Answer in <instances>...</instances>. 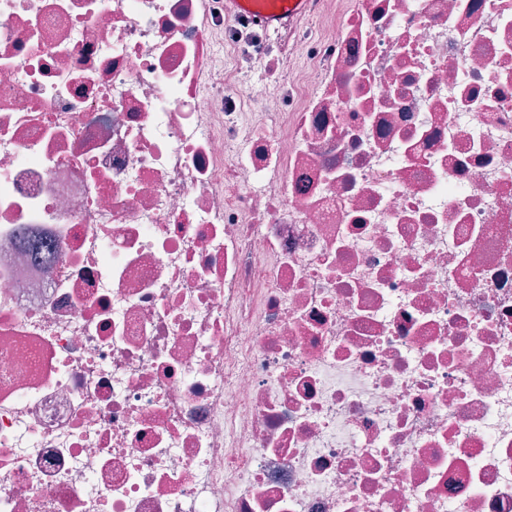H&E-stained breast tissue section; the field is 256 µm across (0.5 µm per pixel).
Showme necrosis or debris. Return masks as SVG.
I'll use <instances>...</instances> for the list:
<instances>
[{
  "label": "necrosis or debris",
  "mask_w": 512,
  "mask_h": 512,
  "mask_svg": "<svg viewBox=\"0 0 512 512\" xmlns=\"http://www.w3.org/2000/svg\"><path fill=\"white\" fill-rule=\"evenodd\" d=\"M313 2L0 0V512H512V0ZM252 2L253 0H224V16L252 22L265 30L290 33L297 31L299 25L309 16L313 3L312 0H282L272 11L255 12L252 10Z\"/></svg>",
  "instance_id": "obj_1"
}]
</instances>
